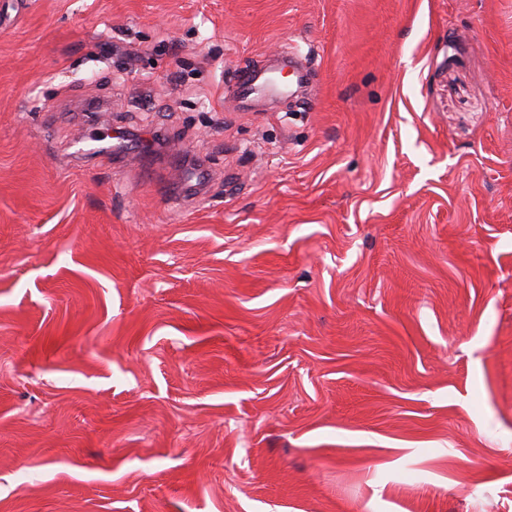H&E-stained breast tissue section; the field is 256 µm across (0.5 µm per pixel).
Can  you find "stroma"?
I'll list each match as a JSON object with an SVG mask.
<instances>
[{
    "label": "stroma",
    "mask_w": 512,
    "mask_h": 512,
    "mask_svg": "<svg viewBox=\"0 0 512 512\" xmlns=\"http://www.w3.org/2000/svg\"><path fill=\"white\" fill-rule=\"evenodd\" d=\"M0 512H512V0H0ZM278 59L268 68L261 69L254 65L237 68L227 88L230 95L241 102H248L260 97L297 99L307 87L312 74L311 68L300 56L285 53L276 56ZM301 63L298 66L297 60ZM288 63V64H287ZM288 67V80L281 78Z\"/></svg>",
    "instance_id": "obj_1"
}]
</instances>
